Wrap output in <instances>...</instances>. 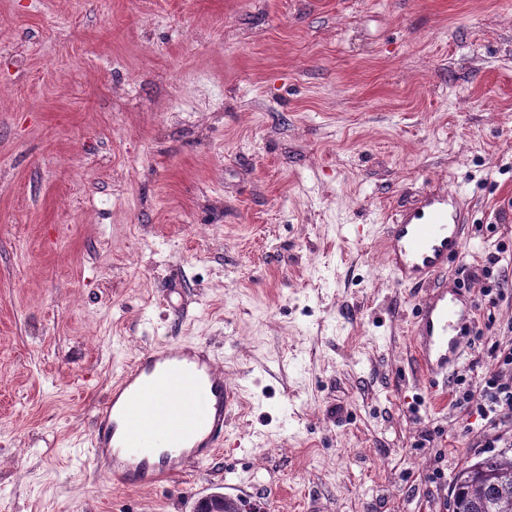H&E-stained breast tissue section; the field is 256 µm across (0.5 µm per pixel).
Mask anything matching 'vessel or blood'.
<instances>
[{
  "label": "vessel or blood",
  "mask_w": 512,
  "mask_h": 512,
  "mask_svg": "<svg viewBox=\"0 0 512 512\" xmlns=\"http://www.w3.org/2000/svg\"><path fill=\"white\" fill-rule=\"evenodd\" d=\"M468 222L469 207L459 191L429 188L383 227L394 281L424 291L409 333L418 366L435 392L461 358L471 329L461 289L442 279ZM238 401V388L217 367L209 345L155 347L124 369L94 412L89 455L113 484L165 485L223 447Z\"/></svg>",
  "instance_id": "obj_1"
}]
</instances>
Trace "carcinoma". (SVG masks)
I'll list each match as a JSON object with an SVG mask.
<instances>
[{"mask_svg":"<svg viewBox=\"0 0 512 512\" xmlns=\"http://www.w3.org/2000/svg\"><path fill=\"white\" fill-rule=\"evenodd\" d=\"M451 497L452 512H512V454H488L461 469Z\"/></svg>","mask_w":512,"mask_h":512,"instance_id":"carcinoma-1","label":"carcinoma"}]
</instances>
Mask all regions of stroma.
<instances>
[{"mask_svg": "<svg viewBox=\"0 0 512 512\" xmlns=\"http://www.w3.org/2000/svg\"><path fill=\"white\" fill-rule=\"evenodd\" d=\"M448 187L476 388L512 341V0H0V512H451L512 427L432 406L380 242ZM188 342L241 389L237 450L113 486L95 409ZM230 505V507L228 506ZM196 512H243L253 511L245 508L240 502L225 499L223 493H214L202 498L195 509Z\"/></svg>", "mask_w": 512, "mask_h": 512, "instance_id": "35a3bbf8", "label": "stroma"}]
</instances>
